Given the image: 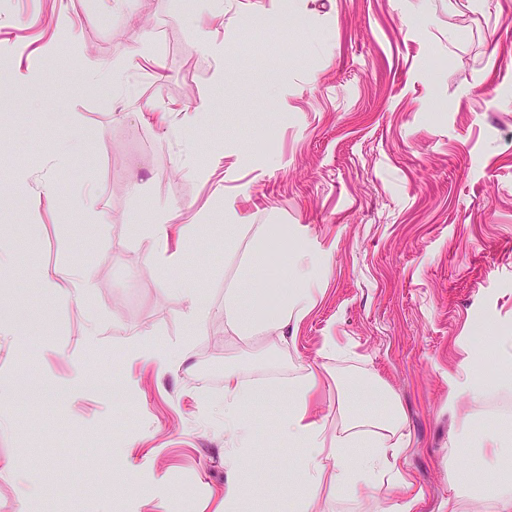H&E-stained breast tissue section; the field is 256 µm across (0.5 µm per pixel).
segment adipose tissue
I'll return each instance as SVG.
<instances>
[{
	"mask_svg": "<svg viewBox=\"0 0 512 512\" xmlns=\"http://www.w3.org/2000/svg\"><path fill=\"white\" fill-rule=\"evenodd\" d=\"M207 221L206 215L197 214L176 228L170 222L169 212L163 211L148 222L133 225L132 234L135 238L149 240L151 260L175 273L185 258L184 241L194 237ZM233 230L248 241L250 269L260 270L270 262L289 258L293 286L281 292L276 281H265L263 288L252 293L246 302L237 295H226V329L243 342L258 333H272L277 340H284L287 331L298 329L315 307L320 272L310 254L289 255L285 225L240 223L234 225ZM172 284L185 306L191 335H201L204 321L211 312L208 293L191 281L174 277ZM326 376V371L311 369L279 388L289 404L280 418V435L305 450L302 477L307 493L292 501V512H317L315 503L324 489L347 495L356 502L369 501L371 489L383 479L396 496L391 512H415L420 494L413 477L400 465L410 446L408 437L400 433L405 421L402 410L376 390L366 393L365 398L382 405L384 411L370 429L359 431L352 426L336 431L329 429L325 416L315 405V396ZM260 394L259 388L245 385L238 374H225L224 429L237 446L225 462L228 479L224 485V500L229 504L241 501L247 494L248 480L240 451L251 442L252 425L241 413ZM471 498L483 503V512H512V482L500 481L472 497L464 490H455L448 498V512H468L466 503Z\"/></svg>",
	"mask_w": 512,
	"mask_h": 512,
	"instance_id": "obj_1",
	"label": "adipose tissue"
}]
</instances>
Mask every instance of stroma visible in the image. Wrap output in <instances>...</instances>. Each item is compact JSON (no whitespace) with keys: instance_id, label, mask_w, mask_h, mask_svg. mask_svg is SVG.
<instances>
[{"instance_id":"obj_1","label":"stroma","mask_w":512,"mask_h":512,"mask_svg":"<svg viewBox=\"0 0 512 512\" xmlns=\"http://www.w3.org/2000/svg\"><path fill=\"white\" fill-rule=\"evenodd\" d=\"M292 2L281 28L254 21ZM192 20L164 0H0V512H288L305 494L301 451L264 398L248 496L224 503V368L272 389L328 367L318 407L332 426L380 406L336 395L383 383L405 414L402 467L417 512H448V459L469 430L512 436V0H222ZM219 40L224 53H207ZM223 85H216V73ZM89 148L60 156L78 133ZM213 168L211 178L200 175ZM54 184L45 193V181ZM94 197L93 212L80 202ZM176 221L206 212L179 278L212 312L164 376L129 361L150 334L185 340L169 273L133 238L146 202ZM285 224L289 252L327 253L322 293L293 340L240 349L224 333L228 289L256 287L224 254L225 224ZM81 274V303L32 270ZM98 335L81 343V310ZM335 337L340 354L323 351ZM129 383V402L98 381ZM486 396L471 404L469 391Z\"/></svg>"}]
</instances>
